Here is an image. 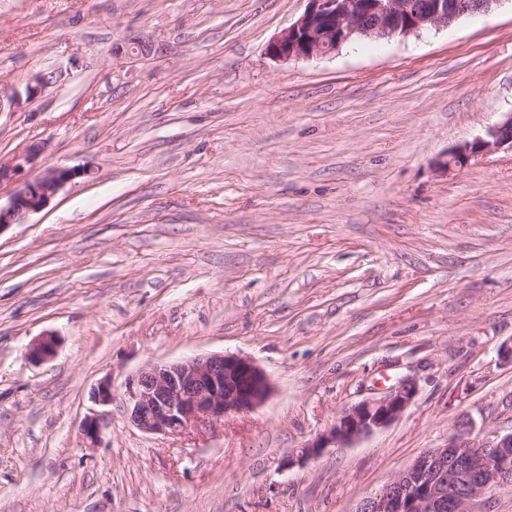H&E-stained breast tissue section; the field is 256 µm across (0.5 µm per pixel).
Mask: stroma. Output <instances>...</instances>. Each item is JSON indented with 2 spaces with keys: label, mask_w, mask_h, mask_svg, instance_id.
Returning a JSON list of instances; mask_svg holds the SVG:
<instances>
[{
  "label": "stroma",
  "mask_w": 512,
  "mask_h": 512,
  "mask_svg": "<svg viewBox=\"0 0 512 512\" xmlns=\"http://www.w3.org/2000/svg\"><path fill=\"white\" fill-rule=\"evenodd\" d=\"M307 0H0V160L74 178L0 233V512H356L461 424L512 432V153L445 171L512 111V0L280 62ZM51 334L55 355L28 346ZM254 411L147 434L103 378L215 353ZM414 381L391 425L302 461ZM416 386L406 380L379 398L366 399L339 414L323 434L302 448L299 459L313 458L322 448L346 447L386 428L414 402Z\"/></svg>",
  "instance_id": "stroma-1"
}]
</instances>
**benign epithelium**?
I'll return each mask as SVG.
<instances>
[{
	"instance_id": "7a95c632",
	"label": "benign epithelium",
	"mask_w": 512,
	"mask_h": 512,
	"mask_svg": "<svg viewBox=\"0 0 512 512\" xmlns=\"http://www.w3.org/2000/svg\"><path fill=\"white\" fill-rule=\"evenodd\" d=\"M503 0H307L299 19L276 36L267 53L282 62L311 60L334 54L342 46L364 38H406L446 26L459 17L486 12ZM55 74H37L26 84V98L34 97ZM499 150L512 151V112L504 113L485 134L459 145L438 161L450 170ZM39 153L27 148L0 162V186L19 184L9 203L0 206V233L22 224L42 210L75 172L52 168L23 178ZM57 339L46 335L28 349L39 362L54 356ZM273 387L267 374L252 360L219 353L188 360L154 363L129 375L121 400L130 422L149 434L177 436L186 430L224 421L254 410L267 401ZM416 386L406 380L379 398L366 399L339 414L323 434L303 446L301 457L322 449L346 447L386 428L414 402ZM100 406L116 399L112 380L102 379L93 393ZM512 432L493 438L455 432L448 442L418 456L377 493L364 498L357 512H491L478 511L488 494L512 487Z\"/></svg>"
}]
</instances>
